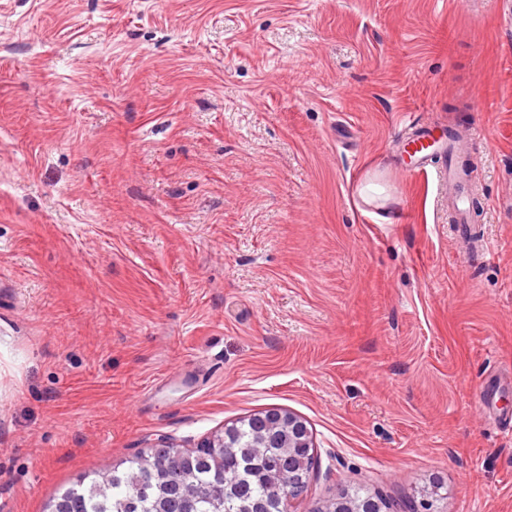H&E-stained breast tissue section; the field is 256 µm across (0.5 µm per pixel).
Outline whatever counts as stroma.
<instances>
[{"mask_svg":"<svg viewBox=\"0 0 512 512\" xmlns=\"http://www.w3.org/2000/svg\"><path fill=\"white\" fill-rule=\"evenodd\" d=\"M424 126L477 133L468 231ZM270 409L293 512H512L499 0H0V512ZM317 512H384L383 503L376 498L363 497L351 492L349 488H341L336 495Z\"/></svg>","mask_w":512,"mask_h":512,"instance_id":"1","label":"stroma"}]
</instances>
